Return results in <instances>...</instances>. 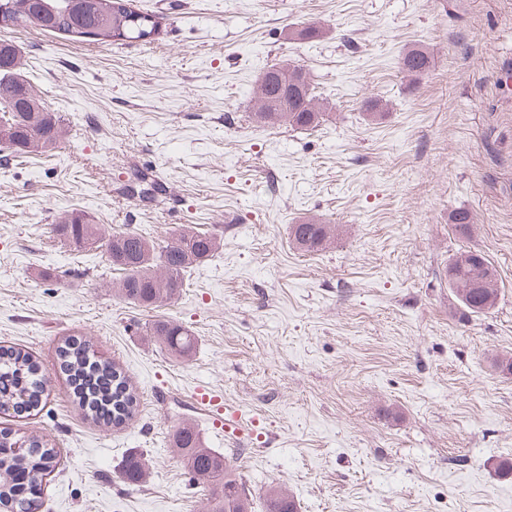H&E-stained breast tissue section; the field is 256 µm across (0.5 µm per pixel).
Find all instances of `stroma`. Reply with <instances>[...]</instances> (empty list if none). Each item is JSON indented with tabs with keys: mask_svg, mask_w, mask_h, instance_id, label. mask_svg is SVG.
I'll return each mask as SVG.
<instances>
[{
	"mask_svg": "<svg viewBox=\"0 0 512 512\" xmlns=\"http://www.w3.org/2000/svg\"><path fill=\"white\" fill-rule=\"evenodd\" d=\"M161 19L151 44L83 45L11 32L28 81L61 117L54 154L0 161V345L31 352L43 409L0 410V428L44 436L57 466L42 512H205L206 489L174 453L197 424L226 454L253 512L272 484L298 512H512V0H138ZM321 27L310 40L288 29ZM431 66L409 77L405 48ZM302 66L332 106L312 130L260 127V74ZM387 102L364 120L368 98ZM142 172L155 200L128 197ZM470 211L474 235L449 229ZM94 216L104 234L166 239L191 224L224 247L180 295L149 310L120 299L104 250L61 244L54 220ZM340 227L305 253L290 224ZM498 270L484 314L454 302L444 270L460 249ZM196 338L170 355L148 327ZM90 338L130 377L135 418L93 424L56 362ZM241 412L226 436L198 401ZM147 469L131 485L128 458ZM149 336L161 344L171 355L187 359L194 347V336L185 326L171 321H156L148 330Z\"/></svg>",
	"mask_w": 512,
	"mask_h": 512,
	"instance_id": "1",
	"label": "stroma"
}]
</instances>
